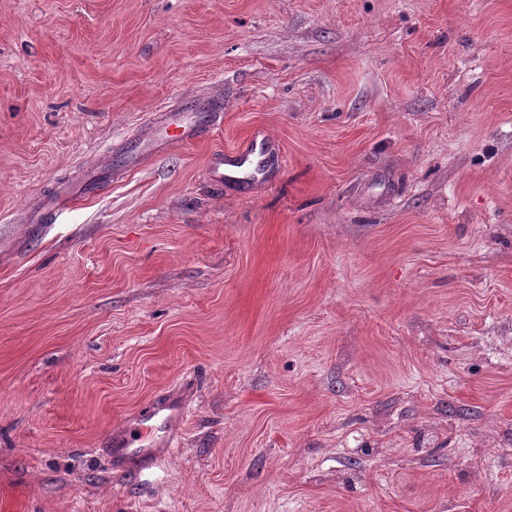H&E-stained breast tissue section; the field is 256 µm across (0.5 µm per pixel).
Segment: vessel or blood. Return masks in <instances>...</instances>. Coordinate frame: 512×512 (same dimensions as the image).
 <instances>
[{
	"label": "vessel or blood",
	"mask_w": 512,
	"mask_h": 512,
	"mask_svg": "<svg viewBox=\"0 0 512 512\" xmlns=\"http://www.w3.org/2000/svg\"><path fill=\"white\" fill-rule=\"evenodd\" d=\"M214 117L212 106L197 101L157 113L143 132L124 141L119 153L122 165L133 167L143 157L156 154L170 145L196 142L212 125ZM282 161L279 145L257 134L242 147L212 153L205 174L212 185L220 188L228 181L264 179L270 166ZM108 179L109 171L104 167L82 174L42 197L30 209L29 220L34 224L43 223L46 214L70 209L76 201L98 195Z\"/></svg>",
	"instance_id": "1"
}]
</instances>
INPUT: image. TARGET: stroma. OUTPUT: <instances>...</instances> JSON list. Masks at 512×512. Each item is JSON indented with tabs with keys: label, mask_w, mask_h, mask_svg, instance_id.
<instances>
[{
	"label": "stroma",
	"mask_w": 512,
	"mask_h": 512,
	"mask_svg": "<svg viewBox=\"0 0 512 512\" xmlns=\"http://www.w3.org/2000/svg\"><path fill=\"white\" fill-rule=\"evenodd\" d=\"M0 512H512V0H0ZM217 115L212 106L197 101L187 102L179 109L157 113L143 132L123 142L118 153L122 166H136L143 157L156 154L173 144L196 142ZM283 161L278 144L265 136L254 134L246 145L224 152L211 154L206 165V178L216 187H224L225 181L262 180L269 167ZM109 179V170L100 167L93 172L83 173L78 179L63 184L52 194L42 197L37 205L29 210L31 224H43L46 214L70 209L79 199L98 195Z\"/></svg>",
	"instance_id": "obj_1"
}]
</instances>
